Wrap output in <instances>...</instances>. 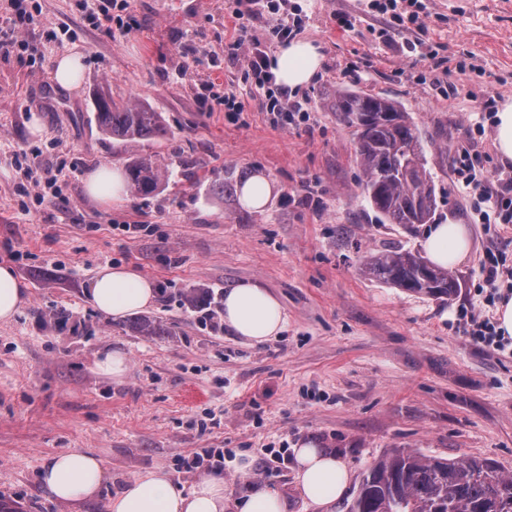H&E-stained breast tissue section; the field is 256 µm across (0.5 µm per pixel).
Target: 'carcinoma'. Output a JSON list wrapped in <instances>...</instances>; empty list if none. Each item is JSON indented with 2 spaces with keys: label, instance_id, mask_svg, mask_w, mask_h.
I'll use <instances>...</instances> for the list:
<instances>
[{
  "label": "carcinoma",
  "instance_id": "1",
  "mask_svg": "<svg viewBox=\"0 0 512 512\" xmlns=\"http://www.w3.org/2000/svg\"><path fill=\"white\" fill-rule=\"evenodd\" d=\"M97 107L101 131L118 142L165 135L161 113L142 105L118 106L101 98ZM331 108L356 128L354 153L363 191L380 222L409 229L434 223L435 177L410 113L395 100L364 92H341ZM126 173L131 194L139 197L155 193L168 169L141 156L126 165ZM363 266L376 280L437 300H449L457 292L456 275L417 252L371 254ZM338 512H512V478L488 460H448L394 450L363 473Z\"/></svg>",
  "mask_w": 512,
  "mask_h": 512
}]
</instances>
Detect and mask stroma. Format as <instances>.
Wrapping results in <instances>:
<instances>
[{
    "mask_svg": "<svg viewBox=\"0 0 512 512\" xmlns=\"http://www.w3.org/2000/svg\"><path fill=\"white\" fill-rule=\"evenodd\" d=\"M37 2V23L20 37L44 57L0 58V263L28 295L0 322V512H107L126 480L155 468L189 489L204 473L181 459L205 448L254 458L246 478L225 467L233 496L272 485L291 512H317L295 459L264 456L301 441L334 455L353 482L395 449L487 458L512 477V343L486 346L457 328L461 307L493 315L478 292L480 259L494 248L512 268V224L480 223L450 158L471 141L491 175L512 171L494 129L476 131L482 112L512 99V0H422L421 25L398 28L374 0H288L301 18L297 38L322 52L311 82L291 95L311 115L300 127L271 122L248 66L251 46L271 55L281 45L262 0L247 20L236 18V0H127L124 34L95 27L78 0ZM65 47L84 54L74 91L52 78ZM346 90L410 112L437 176L440 217L470 226L452 299L366 275L365 256L420 250L424 231L376 223L355 130L330 108ZM228 95L242 111L225 110ZM100 96L162 113L166 135L112 141L95 120ZM145 155L172 172L159 192L105 204L87 194L98 166L122 169ZM37 164L63 167L41 199L20 193ZM257 172L277 185L264 209L219 193L226 174ZM106 264L153 280L156 304L119 319L97 311L88 288ZM243 280L263 282L288 315L286 330L260 345L182 300L195 290L218 314L225 289ZM59 310L65 322L55 321ZM144 320L156 335L138 332ZM107 349L129 356L125 377L97 371ZM75 449L107 467L99 497L82 505L56 501L39 480L49 457Z\"/></svg>",
    "mask_w": 512,
    "mask_h": 512,
    "instance_id": "35a3bbf8",
    "label": "stroma"
}]
</instances>
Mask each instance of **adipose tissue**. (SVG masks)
I'll return each mask as SVG.
<instances>
[{
  "instance_id": "1",
  "label": "adipose tissue",
  "mask_w": 512,
  "mask_h": 512,
  "mask_svg": "<svg viewBox=\"0 0 512 512\" xmlns=\"http://www.w3.org/2000/svg\"><path fill=\"white\" fill-rule=\"evenodd\" d=\"M321 54L306 40L280 47L271 60L277 81L288 89L308 84L318 71ZM422 247L428 259L442 267L462 263L470 253L466 225H432ZM93 304L101 312L120 317L150 306L155 285L126 266L101 267L91 284ZM222 317L234 333L260 344L278 336L287 325L282 303L263 283L243 281L224 293ZM297 480L304 497L325 512L345 491L349 475L336 458L314 443L295 450ZM106 475L104 460L90 452L65 451L50 457L40 473L42 486L57 501L75 504L97 499ZM108 512H290L287 496L271 485H260L240 498L226 494L223 479L205 478L185 490L165 471L155 469L127 480L112 495Z\"/></svg>"
}]
</instances>
